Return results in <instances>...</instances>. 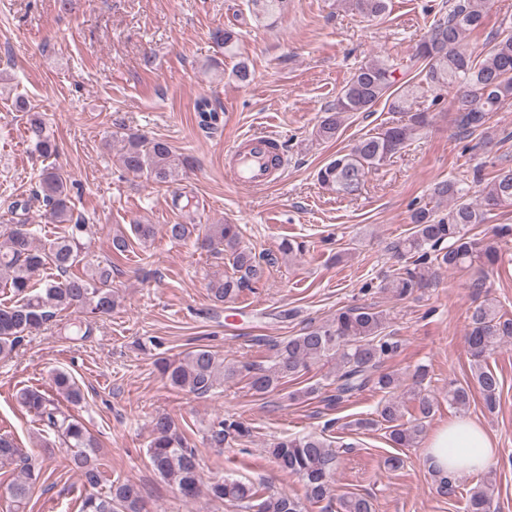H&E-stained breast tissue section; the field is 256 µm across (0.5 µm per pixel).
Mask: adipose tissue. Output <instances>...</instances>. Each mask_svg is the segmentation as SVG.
<instances>
[{"mask_svg":"<svg viewBox=\"0 0 512 512\" xmlns=\"http://www.w3.org/2000/svg\"><path fill=\"white\" fill-rule=\"evenodd\" d=\"M495 457L496 448L488 434L468 418H459L435 429L426 450L431 468L459 476L486 469Z\"/></svg>","mask_w":512,"mask_h":512,"instance_id":"obj_1","label":"adipose tissue"}]
</instances>
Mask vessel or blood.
I'll use <instances>...</instances> for the list:
<instances>
[{
	"instance_id": "vessel-or-blood-1",
	"label": "vessel or blood",
	"mask_w": 512,
	"mask_h": 512,
	"mask_svg": "<svg viewBox=\"0 0 512 512\" xmlns=\"http://www.w3.org/2000/svg\"><path fill=\"white\" fill-rule=\"evenodd\" d=\"M273 148V140L261 134L238 138L228 147L231 175L243 190L257 192L273 183L274 172L267 167Z\"/></svg>"
}]
</instances>
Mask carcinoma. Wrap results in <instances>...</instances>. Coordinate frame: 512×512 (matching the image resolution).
<instances>
[{
	"label": "carcinoma",
	"mask_w": 512,
	"mask_h": 512,
	"mask_svg": "<svg viewBox=\"0 0 512 512\" xmlns=\"http://www.w3.org/2000/svg\"><path fill=\"white\" fill-rule=\"evenodd\" d=\"M363 16L376 18L386 8V0H351ZM288 0H250V14L257 22H265L282 12ZM485 0H448V11L433 20L427 33V52L410 58V67L419 70L421 79L396 85L395 73L401 60L391 55L377 56L355 69L342 88L336 107L320 121L315 137L322 141L336 138L344 114L369 112L379 101L389 104L392 112L405 113V123H393L380 131L360 137L351 147L336 151L318 170L317 180L323 187L346 196L359 194L367 174L381 166L403 148L426 125L428 112L416 107L417 99L432 91L462 84L465 91L454 100L459 126L466 132H481L484 142L491 143L488 131L490 114L512 104V35L494 37L486 46L484 56L473 55L466 48L467 37L484 26ZM214 42L231 51L239 33L232 28H216ZM13 106L26 115L25 138L39 156L49 159L58 146L47 131L42 113L34 110L30 101L18 96ZM201 126L214 129L217 107L206 98L196 103ZM123 167L134 175H144L157 183H167L178 171L190 165L182 156L160 139L130 134L124 138L121 155ZM69 175L55 166H48L38 175L34 199L48 208L52 222L65 225L63 234L35 244V235L26 224H13L0 233V278L11 289L15 300L0 307V356L8 357L21 347L30 335L47 325L56 314L77 309L84 319L71 323L72 334L85 340L95 331L94 319L109 314L114 308L112 269L85 261V243L89 225L73 219L70 202ZM470 187L463 180H443L432 187V196L448 201V213L440 215L426 206L413 210L412 231L392 243L390 250L408 264L386 276L380 287L390 289L400 297L412 295L431 280L438 267L462 269L476 262L493 266L502 260L496 241L477 240L469 236L470 227L482 224L486 213L494 208L512 206V168L501 169L485 187L479 198L469 197ZM172 240L181 241L190 235L186 224H135L132 233L147 244L159 231ZM201 245L224 246L232 273L211 281L209 291L217 302H224L251 287L259 280L262 266L251 248L242 242L237 224H207ZM83 266V272L73 269ZM57 272L43 287H35V278L46 268ZM386 317L382 312L366 307H348L336 312L323 325L308 327L290 337L277 349L268 366L254 363L226 364L212 350L198 346L173 358H161L156 366L170 386L205 396L226 379L246 374L251 388L260 394L277 388L285 378L299 375L310 365L322 360L336 361V400L349 398L368 388L391 392L397 378L382 373L380 368L397 355L401 345L384 334ZM512 339V320L499 315L489 303L477 305L471 314L467 344L472 358L471 375L491 408L501 387L499 376L488 368L486 357L506 340ZM55 391L68 402L78 404L82 394L74 379L66 372L52 375ZM470 387L457 385L448 389V404L464 408L470 401ZM17 401L38 417L43 432L60 439L66 447L69 465L83 484L91 488L102 482L98 465L100 448L95 437L76 417L59 410L53 400L37 388H23ZM435 406L427 396L414 393L410 419L404 420L402 404L388 400L381 407V421L388 424L391 441L402 447L413 446L424 430V422L433 416ZM251 430L243 422L229 416L211 425L205 441L210 448H222L232 441H246ZM266 453L282 472L298 476L305 487V497L311 503L330 498V489L337 466L336 450L318 436H285L272 442ZM151 465L165 480L173 482L180 494L189 500L205 495L215 501L244 505L254 512H304L300 499L286 493L259 494L253 485L224 478L205 485L200 472L198 449L191 445L178 423L166 414L153 420L152 438L147 450ZM19 463L21 476L8 487L11 502L25 503L33 487L41 479L32 459L20 453L13 440L0 437V460ZM492 480L486 479L474 487L467 498L466 512H489V491ZM80 512H142L140 487L123 481L110 486L108 492L89 494ZM338 512H372L371 502L362 496L339 500Z\"/></svg>",
	"instance_id": "1"
}]
</instances>
